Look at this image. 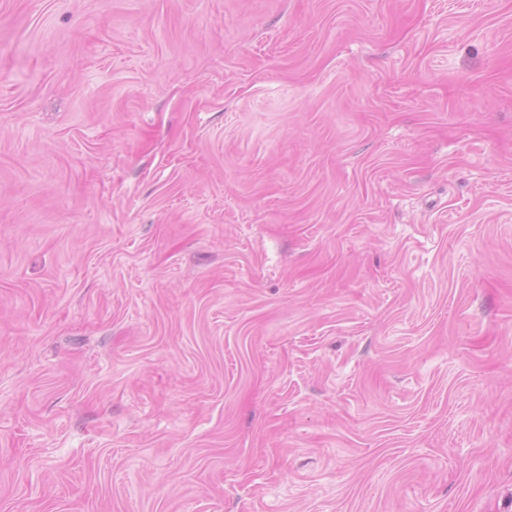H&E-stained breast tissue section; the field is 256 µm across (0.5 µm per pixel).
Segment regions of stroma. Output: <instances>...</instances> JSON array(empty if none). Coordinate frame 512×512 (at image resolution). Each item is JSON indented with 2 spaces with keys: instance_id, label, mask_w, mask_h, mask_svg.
Segmentation results:
<instances>
[{
  "instance_id": "35a3bbf8",
  "label": "stroma",
  "mask_w": 512,
  "mask_h": 512,
  "mask_svg": "<svg viewBox=\"0 0 512 512\" xmlns=\"http://www.w3.org/2000/svg\"><path fill=\"white\" fill-rule=\"evenodd\" d=\"M0 512H512V0H0Z\"/></svg>"
}]
</instances>
